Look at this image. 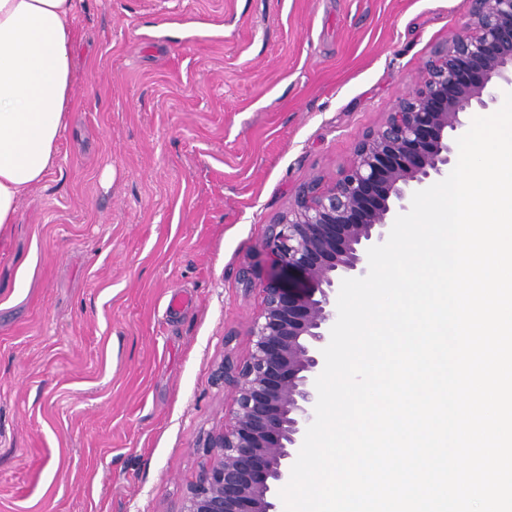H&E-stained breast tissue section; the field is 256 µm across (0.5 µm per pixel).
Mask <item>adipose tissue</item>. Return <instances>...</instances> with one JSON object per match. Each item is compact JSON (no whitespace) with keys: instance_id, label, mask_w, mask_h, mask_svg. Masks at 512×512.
<instances>
[{"instance_id":"ef3b65f1","label":"adipose tissue","mask_w":512,"mask_h":512,"mask_svg":"<svg viewBox=\"0 0 512 512\" xmlns=\"http://www.w3.org/2000/svg\"><path fill=\"white\" fill-rule=\"evenodd\" d=\"M79 0H0V230L58 161Z\"/></svg>"}]
</instances>
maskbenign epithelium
Listing matches in <instances>:
<instances>
[{"instance_id": "obj_1", "label": "benign epithelium", "mask_w": 512, "mask_h": 512, "mask_svg": "<svg viewBox=\"0 0 512 512\" xmlns=\"http://www.w3.org/2000/svg\"><path fill=\"white\" fill-rule=\"evenodd\" d=\"M465 25L437 46L413 88L355 143L330 183L314 180L268 225L260 249L279 271L239 277L258 291L242 359L227 356L218 377L232 389L224 424L180 512H278L276 491L291 475L315 416L314 378L337 320L332 295L345 276L364 277L367 251L384 243L414 192L454 168L467 117L512 87V0H464Z\"/></svg>"}]
</instances>
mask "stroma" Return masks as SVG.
I'll return each mask as SVG.
<instances>
[{
	"instance_id": "1",
	"label": "stroma",
	"mask_w": 512,
	"mask_h": 512,
	"mask_svg": "<svg viewBox=\"0 0 512 512\" xmlns=\"http://www.w3.org/2000/svg\"><path fill=\"white\" fill-rule=\"evenodd\" d=\"M463 0H82L58 163L0 232V512H180L268 224Z\"/></svg>"
}]
</instances>
